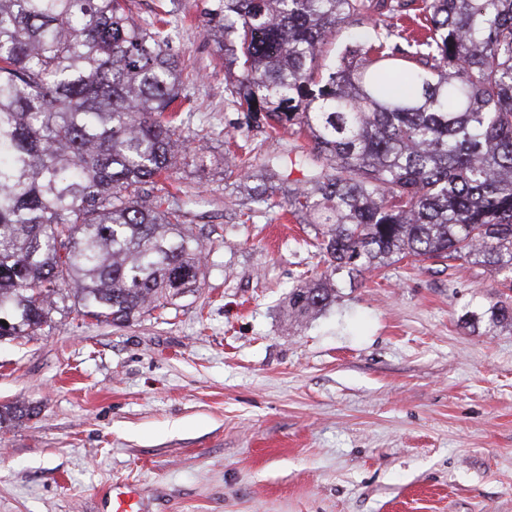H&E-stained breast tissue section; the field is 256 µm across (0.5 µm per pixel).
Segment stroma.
Masks as SVG:
<instances>
[{
	"instance_id": "1",
	"label": "stroma",
	"mask_w": 512,
	"mask_h": 512,
	"mask_svg": "<svg viewBox=\"0 0 512 512\" xmlns=\"http://www.w3.org/2000/svg\"><path fill=\"white\" fill-rule=\"evenodd\" d=\"M206 0L175 10L172 51L196 150L175 176L204 229L201 285L124 328L60 303L0 340V512H512V326L489 322L501 278L466 262L334 275L336 298L294 320L288 294L328 275L318 226L252 203L266 164L310 147L228 104ZM245 146L252 168L226 172Z\"/></svg>"
}]
</instances>
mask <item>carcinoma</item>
<instances>
[{
  "label": "carcinoma",
  "mask_w": 512,
  "mask_h": 512,
  "mask_svg": "<svg viewBox=\"0 0 512 512\" xmlns=\"http://www.w3.org/2000/svg\"><path fill=\"white\" fill-rule=\"evenodd\" d=\"M230 103L312 142L286 207L322 226L330 276L291 290L306 318L333 275L464 260L512 286V0H422L319 61L337 29L417 0H209ZM174 12L127 0H0V339L82 315L126 326L198 287L204 244L167 183L190 135ZM6 324H1V321Z\"/></svg>",
  "instance_id": "carcinoma-1"
}]
</instances>
